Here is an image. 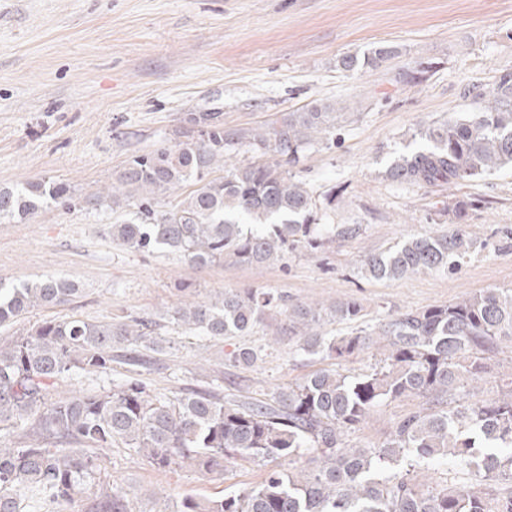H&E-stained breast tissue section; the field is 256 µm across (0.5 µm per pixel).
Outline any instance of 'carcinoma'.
Returning <instances> with one entry per match:
<instances>
[{"label": "carcinoma", "instance_id": "1", "mask_svg": "<svg viewBox=\"0 0 512 512\" xmlns=\"http://www.w3.org/2000/svg\"><path fill=\"white\" fill-rule=\"evenodd\" d=\"M397 53L379 45L358 57H339L344 72L376 69ZM350 113L335 102H311L263 127H224L210 114L189 118L193 130L173 146L132 155L99 191L95 204L119 214L112 240L138 250H164L194 266L232 256L247 266L277 259L290 247L316 249L326 238H345L355 224H320L316 200L300 176L306 152L336 138ZM418 143L399 153L383 177L396 184L443 187L486 171L512 167V77L492 91L485 111L423 124ZM251 159L240 162V152ZM224 168V175L214 176ZM196 185L169 210L159 194ZM75 206L71 187L40 180L0 187V222H24L44 205ZM470 203L444 207L456 228L424 234L368 256L365 275L395 280L446 271L474 246L460 226ZM67 279L45 276L0 286V326L35 306H62L79 293ZM280 309L287 326L275 335L300 337L297 351L333 361L273 393L268 402L231 403L216 390L167 396L144 373L152 354L171 340L157 323L129 318L90 322L77 316L46 320L24 336L0 342V512L87 500L86 512H132L124 489L102 478L105 448L121 442L157 470L190 466L222 475L242 463L273 464L260 482L222 498L186 496L158 512H512V389L482 402L470 386L488 372L498 345L512 343V289H489L446 304L398 312L385 322L364 321L355 299L288 304L267 291H226L203 302L184 301L171 320L186 332L222 340L250 336L267 312ZM348 326L326 337L325 320ZM383 358L355 376L337 370L371 349ZM257 349L239 347L233 362L249 366ZM119 363L131 373L109 391H79L52 399L76 373L108 375ZM407 397L424 404L398 421L376 446L351 447L347 436L379 406ZM300 468H281L279 461ZM461 463L476 482L435 485L416 470L421 462Z\"/></svg>", "mask_w": 512, "mask_h": 512}]
</instances>
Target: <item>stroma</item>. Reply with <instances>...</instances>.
I'll list each match as a JSON object with an SVG mask.
<instances>
[{
	"label": "stroma",
	"mask_w": 512,
	"mask_h": 512,
	"mask_svg": "<svg viewBox=\"0 0 512 512\" xmlns=\"http://www.w3.org/2000/svg\"><path fill=\"white\" fill-rule=\"evenodd\" d=\"M389 44L385 67L343 73L336 60ZM428 64L420 84L402 72ZM512 73V0H0V187L61 180L87 197L111 186L129 157L181 140L190 115L216 114L229 127L271 121L315 100L351 118L334 144L306 152L301 178L325 224H355L348 238L297 247L262 266L225 258L197 268L178 254L142 252L112 241L111 210L51 204L23 223H0V283L51 274L81 291L61 308L38 306L0 327V341L63 315L88 321L132 316L157 321L172 347L157 355L154 388L177 394L211 383L228 401L268 399L325 367L297 353L298 337L271 341L283 324L267 315L253 335L209 341L183 333L170 313L253 288L289 303L329 305L353 298L375 325L399 310L445 304L490 288L512 289V168L453 187L385 180L391 158L419 125L484 111L486 94ZM469 201L465 228L475 242L451 272L400 280L366 277L365 256L410 237L448 231L444 202ZM262 347L249 366L238 346ZM512 385V344H503L471 393L482 401ZM417 398L376 408L349 434L350 446L382 443ZM108 481L129 494L133 512H155L162 490L174 501L220 497L259 482L265 469L242 464L223 478L189 467L155 470L116 444L103 453Z\"/></svg>",
	"instance_id": "stroma-1"
}]
</instances>
